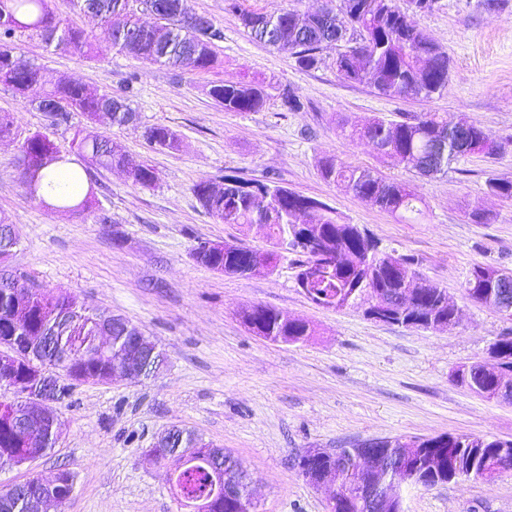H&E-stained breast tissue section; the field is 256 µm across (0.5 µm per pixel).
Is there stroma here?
Wrapping results in <instances>:
<instances>
[{
	"instance_id": "35a3bbf8",
	"label": "stroma",
	"mask_w": 512,
	"mask_h": 512,
	"mask_svg": "<svg viewBox=\"0 0 512 512\" xmlns=\"http://www.w3.org/2000/svg\"><path fill=\"white\" fill-rule=\"evenodd\" d=\"M191 5L224 33L218 65L195 74L117 51L90 59L37 39L16 40L17 54L40 64L45 83L67 78L116 95L131 89L139 119L116 127L76 112L69 127L55 128L0 84V113L13 121L12 136L0 139V221L19 238L8 264L39 287L122 316L159 344L167 363L149 379L74 384L58 405L56 447L30 464L0 469V488L65 469L74 476L71 499L42 512H185L173 495V466L145 454L180 426L238 457L255 512H328L329 491L307 483L294 466L306 449L448 432L512 441V404L481 397L451 377L457 366L486 360L489 346L512 332V320L472 303L462 289L474 265L512 271V202L485 192L489 176L512 180V149L497 159L458 158L429 178L382 159L340 128L344 121L360 126L376 116L436 112L512 138V0L495 13L483 0H437L431 11H410L451 59L447 91L429 100L391 99L344 82L335 64L340 45L323 50L315 68L301 69L290 52L251 38L224 0ZM242 80L265 86L264 109L227 112L208 95L210 85ZM286 89L299 96V111L283 106ZM156 124L176 132L179 151L148 147L144 130ZM36 131L65 152L78 131L119 141L133 160L153 167L157 180L141 187L121 171L95 168L84 179L94 192L92 208L46 207L20 181V146ZM326 157L408 183L424 203V219L400 222L324 180L319 162ZM228 174L322 200L384 251L413 257L425 278L447 289L459 324L423 331L367 319L359 307L320 308L297 288L289 254L274 272L246 278L200 264L193 251L204 241L269 246L263 232L218 223L197 200L196 184ZM478 203L488 223L470 220ZM258 304L307 321L313 336L288 345L253 334L240 312ZM401 494L404 512H512V472L405 486Z\"/></svg>"
}]
</instances>
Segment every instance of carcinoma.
I'll list each match as a JSON object with an SVG mask.
<instances>
[{"label":"carcinoma","mask_w":512,"mask_h":512,"mask_svg":"<svg viewBox=\"0 0 512 512\" xmlns=\"http://www.w3.org/2000/svg\"><path fill=\"white\" fill-rule=\"evenodd\" d=\"M166 3L155 24L146 26L138 13H154L157 2ZM67 0L70 11L101 14L117 29L127 31L103 43L62 16L56 0H0V83L24 95L41 81V67L16 55L15 39L38 38L48 47L80 55H98L116 49L150 64L183 73L212 69L217 64L216 42L223 38L220 28L193 11L189 0ZM425 0H340L338 8L326 5L314 13L280 8L271 12H253L240 8L238 0H227L230 10L239 13L247 33L266 45L286 49L300 68L309 70L329 38L339 29L354 42L350 50L336 58L340 77L351 83L367 84L388 98L430 99L448 86L450 59L436 43L415 29L407 8L425 11ZM209 96L226 112H259L267 102L264 88L252 81L213 84ZM36 109L58 118V125L69 123L71 114L80 112L89 119L101 112H112L111 122L124 126L136 116L127 96H115L104 88H92L60 79L34 101ZM464 131L458 138L449 133L452 123L436 112L405 115L399 120L375 117L362 127L344 121L342 132L369 140L378 154L395 165H403L426 176L439 174L459 157L482 153L495 159L505 153L508 143L488 151L484 141L490 138L481 126L463 118ZM149 145L161 151L179 148L177 134L165 125L145 128ZM76 152L85 163L110 169L126 158L121 144L107 138L81 140ZM21 153L34 165L21 172L26 194L61 212H80L90 208L92 191L76 200L75 189L83 186L79 171L68 167L69 159L47 135L33 133L21 144ZM324 180L340 185L346 192L389 211L400 218L422 214L419 199L403 183L391 181L369 168H352L328 157L320 161ZM131 182L150 187L156 181L154 169L140 163L129 176ZM486 193L512 200V180L490 176ZM201 206L218 222L243 229L260 225L273 241L270 251L278 260V248L301 256L297 274L319 263L312 253L297 245L303 226L311 225L317 247L330 253L322 266L306 281V290L319 306L333 309L374 297L382 299L384 322L422 330H451L457 325V310L448 302V289L440 288L420 275L410 257H394L379 248L378 242L357 224H344L324 202L314 200L317 211L307 217L303 201L307 197L286 187L226 175L220 184L202 182L194 187ZM10 234L0 228V336H26L40 352L42 363L60 375L58 400L70 396L71 370L81 369L100 379L112 362L120 358L127 337L140 330L123 317L110 329L111 343L101 348L98 336L99 314H91L76 298L39 289L30 279L13 272L6 264L12 249ZM249 248L239 246L237 253H206L202 264L226 275L243 276V264ZM463 288L467 298L498 314L512 306V274L489 265H475ZM245 326L258 336L273 342L300 344L313 335L309 324L290 318L266 306H250L241 311ZM492 346L499 348L494 361L461 365L454 380L474 393L493 398L503 389L512 392V336H502ZM178 447L161 450L162 460L181 464L176 470L174 490L183 505L209 501V512H250L254 509L245 475L235 457L222 448L201 447L199 437L182 431ZM31 434L9 415L0 413V469L10 467L29 454L44 455L53 450L43 443L30 447ZM400 438L366 444L357 442L340 449L337 457L313 459L301 475L313 482L328 468L336 471L339 488L348 489L360 479L355 455H365L380 464L402 463L415 472V485L430 488L454 482L453 473L464 479H482L490 467L499 472L512 471V453L503 455L507 444L486 436L448 433L417 438L419 456L405 458ZM43 479L26 481L29 492L15 495L0 490V512H40L38 493Z\"/></svg>","instance_id":"carcinoma-1"}]
</instances>
